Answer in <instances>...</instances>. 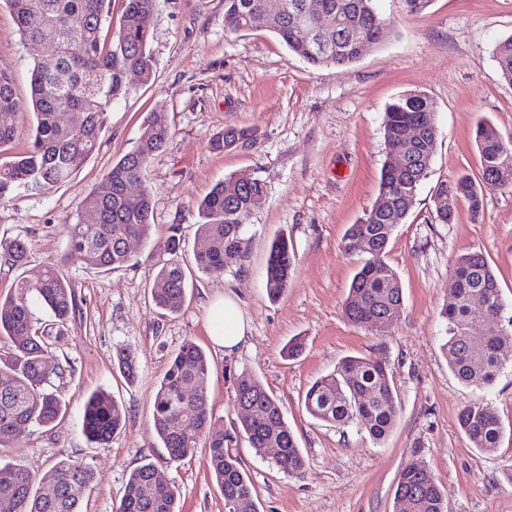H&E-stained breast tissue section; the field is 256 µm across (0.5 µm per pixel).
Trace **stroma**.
I'll return each mask as SVG.
<instances>
[{
  "label": "stroma",
  "mask_w": 512,
  "mask_h": 512,
  "mask_svg": "<svg viewBox=\"0 0 512 512\" xmlns=\"http://www.w3.org/2000/svg\"><path fill=\"white\" fill-rule=\"evenodd\" d=\"M374 6L393 22L382 41L355 63L315 69L270 31L225 33L224 0H157L153 80L132 82L129 94L108 107L98 150L67 182L43 196L0 202V239L21 236L30 244L23 267L0 268L5 296L18 278L38 279L46 265L60 261L63 228L74 223L83 198L136 144L147 114L166 113L173 136L148 163L154 217L149 241L130 243L134 266L68 270L76 311L50 357L74 368L55 384L67 414L51 430L20 428L0 462L40 476L60 459L82 460L95 474L82 512H114L130 473L150 463L175 490L180 512H225L208 448L174 461L150 429L157 385L171 357L191 340L212 360L205 388L225 429L237 420L228 373L250 372L278 399L305 457L304 473L289 476L245 440L233 444L259 512H393L398 477L415 460L446 489L447 512H512V440L482 453L458 422L466 405L483 402L512 430V343L501 350L502 369L491 385H467L448 365L440 315L453 291L457 257L479 252L497 275L503 315L512 318V183L486 190L477 219L462 199L452 221L441 223L433 204L437 183L464 174L479 178L480 121L512 138V84L493 57L497 41L512 35V0H431L419 13L409 12L405 0H374ZM50 51V41L23 40L7 0H0V69L12 73L20 99L30 96L35 59ZM418 92L434 106L437 147L387 249L403 303L379 336L344 313L361 265L344 237L378 196L387 106ZM228 125L255 130L256 142L213 150L212 138ZM240 173L267 185L246 228L245 271H194L181 312L160 310L150 297L158 271L151 249L177 229L187 256L201 251L196 205L215 183ZM282 234L294 245V273L273 302L265 268L269 246ZM227 293L237 297L251 328L248 341L231 353L215 347L207 333L208 307ZM294 337L304 339L305 350L288 360L282 349ZM120 347L132 360L134 381L119 370ZM349 356L381 359L393 379L399 413L383 443L305 410L311 382ZM100 389L125 409L122 429L105 445L89 442L82 430L83 401Z\"/></svg>",
  "instance_id": "obj_1"
}]
</instances>
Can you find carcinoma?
<instances>
[{
    "label": "carcinoma",
    "instance_id": "obj_1",
    "mask_svg": "<svg viewBox=\"0 0 512 512\" xmlns=\"http://www.w3.org/2000/svg\"><path fill=\"white\" fill-rule=\"evenodd\" d=\"M284 13L263 20L265 0H224V30L228 34L266 29L279 37L295 55L314 67L344 66L356 62L362 42H380L383 32L375 20L383 19L373 0H321L322 8L339 18L340 28L325 33L326 48L320 49L298 36L294 18L308 0H283ZM24 40L36 41L43 27L56 28L54 53L35 61L31 72V95L26 101L15 94L11 75L0 70V153L8 151L20 133L23 114L34 116L26 152L0 162V201L17 194L42 195L67 181L96 151L104 128L106 107L128 93L127 73L141 74L148 84L154 76L149 41L156 0H124L119 28L112 38L103 35L109 18V0H8ZM502 78L512 83V35L493 50ZM68 120L61 121V116ZM420 130L413 144L404 138L407 125ZM143 128L148 142H138L120 157L105 175L106 189L91 191L82 201L76 222L64 228L66 253L59 264L47 266L41 278L17 280L11 292L0 297V449L10 445L22 426L55 424L64 411L51 391L53 380L73 371L71 364L47 360L56 338L39 332L38 314L49 313L55 325H63L75 309V295L66 273L68 265L111 271L131 261L126 250L130 239L150 238L153 192L144 184L149 159L166 147L172 137L167 116L149 113ZM255 134L248 128L226 126L211 142L224 152L250 146ZM384 137L388 148L408 155L406 167L394 170L384 165L378 198L399 204L415 198L427 176L436 151L437 128L427 96L417 93L400 97L385 113ZM475 141L481 159V176L467 175L438 184L433 203L444 224L451 221L457 201L467 200L474 218L484 207V192L494 188L497 166L512 157V139L504 138L490 123L477 126ZM140 187L139 201L131 206L125 191ZM263 180L242 182L231 175L217 183L197 206L196 234L208 243L196 254L203 271L236 267L245 269L253 200L266 196ZM397 224L387 213L370 210L353 224L345 249L363 257L344 305L349 321L383 334L384 319L402 303V288L383 257ZM28 242L20 237L0 240V266L20 267L28 255ZM182 242L171 235L159 246L160 265L151 296L155 305L171 314L185 303L187 276L182 264ZM294 246L282 236L270 246L266 262V289L276 300L288 289L293 272ZM455 293L441 315L447 323L442 349L455 375L476 387L491 384L500 372L499 352L511 335L502 324L504 304L496 275L478 253L459 256L455 262ZM481 297L482 318L472 316V299ZM212 364L192 341L185 342L171 359L156 391L152 429L167 448L170 459L181 460L195 448L209 449L213 475L235 512L254 502V486L242 471L239 459L229 452V443L245 437L256 453L279 448L277 469L289 476L305 472L306 461L295 435L284 418L277 399L253 375H233L239 425L224 437V426L213 417L207 393L197 388ZM306 411L315 419L339 426H356L375 443L383 442L394 428L398 401L385 364L374 358L349 357L325 376L316 379L304 397ZM123 406L105 391L91 394L82 409V427L88 439L106 444L123 426ZM459 425L474 448L494 453L500 448L504 426L497 409L489 403L465 406ZM151 464L134 469L115 512H177L175 491L154 481ZM92 469L74 458L59 460L41 478L15 464L0 465V512H81L92 490ZM447 493L427 477L424 466L411 462L402 470L394 492L395 512H445Z\"/></svg>",
    "mask_w": 512,
    "mask_h": 512
}]
</instances>
